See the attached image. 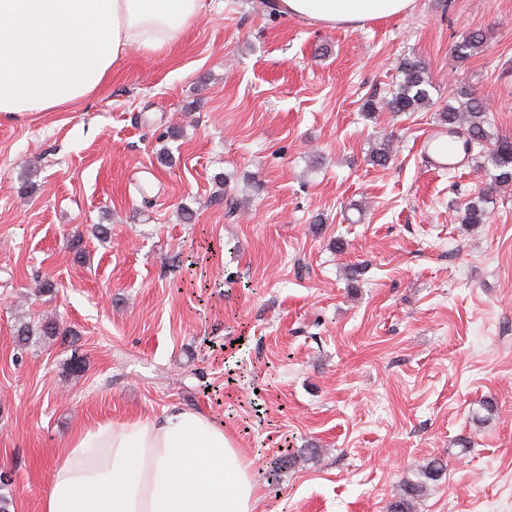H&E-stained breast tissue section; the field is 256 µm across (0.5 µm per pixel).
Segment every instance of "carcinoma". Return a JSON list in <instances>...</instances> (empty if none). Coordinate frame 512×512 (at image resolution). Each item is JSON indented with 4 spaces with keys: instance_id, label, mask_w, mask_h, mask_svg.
<instances>
[{
    "instance_id": "obj_1",
    "label": "carcinoma",
    "mask_w": 512,
    "mask_h": 512,
    "mask_svg": "<svg viewBox=\"0 0 512 512\" xmlns=\"http://www.w3.org/2000/svg\"><path fill=\"white\" fill-rule=\"evenodd\" d=\"M484 44L485 35L475 30L455 45L454 54L456 58L465 60L481 50ZM399 72L400 80L391 91V98L386 101L390 111L417 112L433 105L430 95L432 81L421 60L403 59ZM437 119L449 129L465 134V143L469 150L482 147L486 143L491 145L485 154V170L489 182L478 199L466 204L462 218L464 224H483L488 216L484 205L485 197L501 187L512 185V136L495 134L489 130L488 112L482 100L464 87L453 92L451 102L438 111ZM392 152V141L384 139L373 148L370 160L377 166H384L391 158ZM441 471L442 466L436 461L424 464L419 472L424 480L404 482L401 492L389 504V512H412L415 500L423 496L427 490L426 481L438 480Z\"/></svg>"
}]
</instances>
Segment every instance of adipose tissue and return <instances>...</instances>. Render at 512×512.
<instances>
[{"mask_svg":"<svg viewBox=\"0 0 512 512\" xmlns=\"http://www.w3.org/2000/svg\"><path fill=\"white\" fill-rule=\"evenodd\" d=\"M414 0H276L333 27L406 13ZM204 0H0V118L52 112L95 93L130 48L173 44ZM252 463L208 414L97 424L70 440L42 512H257Z\"/></svg>","mask_w":512,"mask_h":512,"instance_id":"1","label":"adipose tissue"}]
</instances>
